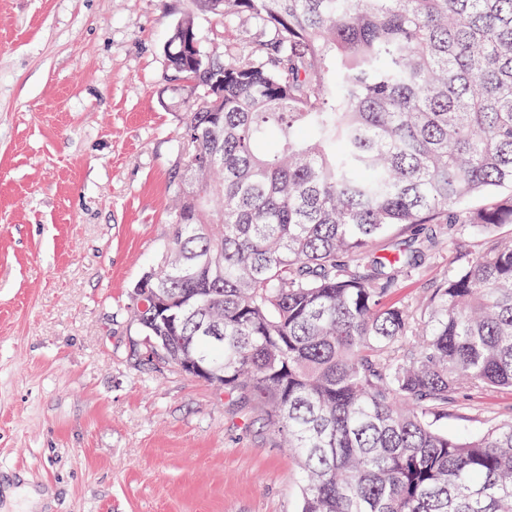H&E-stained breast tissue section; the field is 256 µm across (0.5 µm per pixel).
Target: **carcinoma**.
Instances as JSON below:
<instances>
[{"label": "carcinoma", "instance_id": "cac0c4a2", "mask_svg": "<svg viewBox=\"0 0 512 512\" xmlns=\"http://www.w3.org/2000/svg\"><path fill=\"white\" fill-rule=\"evenodd\" d=\"M194 2L259 34L220 58L170 29L187 96L168 242L129 296L145 360L255 405L300 512H512V420L438 426L512 389V0ZM467 232L481 254L388 303ZM448 249L445 247L434 258H426L422 261L420 269L410 278L400 282L391 295V302H402L408 305H415L419 300L424 299L432 288L444 278L449 270ZM512 419V390L491 388L460 397L448 407V417L439 425L448 430L477 431L489 424Z\"/></svg>", "mask_w": 512, "mask_h": 512}]
</instances>
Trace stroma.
<instances>
[{"label":"stroma","instance_id":"obj_1","mask_svg":"<svg viewBox=\"0 0 512 512\" xmlns=\"http://www.w3.org/2000/svg\"><path fill=\"white\" fill-rule=\"evenodd\" d=\"M193 16L206 51L257 36L193 0H0V478L41 512H300L302 470L248 403L140 366L128 296L169 237L185 93L163 46ZM460 236L401 281L424 299ZM512 419V390L458 399L440 425Z\"/></svg>","mask_w":512,"mask_h":512}]
</instances>
